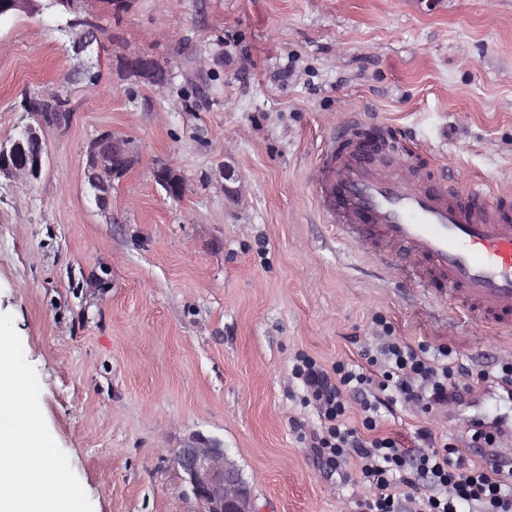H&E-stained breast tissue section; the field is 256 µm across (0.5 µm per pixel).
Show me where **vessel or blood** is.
Segmentation results:
<instances>
[{
	"label": "vessel or blood",
	"instance_id": "1",
	"mask_svg": "<svg viewBox=\"0 0 512 512\" xmlns=\"http://www.w3.org/2000/svg\"><path fill=\"white\" fill-rule=\"evenodd\" d=\"M389 132L361 133L351 119L322 152L313 182L326 223L343 241L372 240L386 271L407 256L425 288L441 289L450 308L512 333V197L483 184L465 193L429 172L407 178L400 161L383 160Z\"/></svg>",
	"mask_w": 512,
	"mask_h": 512
}]
</instances>
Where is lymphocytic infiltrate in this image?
Segmentation results:
<instances>
[{"instance_id": "1", "label": "lymphocytic infiltrate", "mask_w": 512, "mask_h": 512, "mask_svg": "<svg viewBox=\"0 0 512 512\" xmlns=\"http://www.w3.org/2000/svg\"><path fill=\"white\" fill-rule=\"evenodd\" d=\"M361 356L362 364L350 368L339 364L328 370L309 358L294 367L321 418L311 445L318 462L329 470L354 462L369 487V496L356 503L359 512H512L507 473L512 459L498 454L501 429L477 425L469 432L470 444L497 458L492 468L475 463L429 428L420 429L423 446L411 463L397 440L374 433L381 409L399 404L428 413L461 400L476 380L511 386L512 363L499 364L493 373L476 371L459 362L451 348L414 346L388 329L363 347ZM349 393L361 397L359 429L348 422ZM366 429L371 432L367 438L362 435ZM420 482L429 493H413Z\"/></svg>"}]
</instances>
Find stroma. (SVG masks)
<instances>
[{
	"mask_svg": "<svg viewBox=\"0 0 512 512\" xmlns=\"http://www.w3.org/2000/svg\"><path fill=\"white\" fill-rule=\"evenodd\" d=\"M83 7L102 30L81 54L52 18L0 21V141L35 125L46 147L38 178L0 177V344L46 457L83 512H201L175 463L195 437L237 463L256 512H354L368 490L353 465L319 467L298 357L360 364L384 324L479 370L512 360V339L338 242L314 165L354 112L456 191H512V0H131L117 20L105 0ZM131 48L166 72L164 92L120 67ZM49 87L65 124L20 105ZM104 131L134 162L103 208L86 171ZM168 162L178 199L154 179ZM475 421L512 424V386L386 413L376 431L411 453L427 426L492 465L465 441Z\"/></svg>",
	"mask_w": 512,
	"mask_h": 512,
	"instance_id": "35a3bbf8",
	"label": "stroma"
}]
</instances>
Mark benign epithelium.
<instances>
[{"mask_svg":"<svg viewBox=\"0 0 512 512\" xmlns=\"http://www.w3.org/2000/svg\"><path fill=\"white\" fill-rule=\"evenodd\" d=\"M18 12L27 14L42 12L38 0H0V17ZM75 32L78 48H87L97 40L96 26L77 24L71 27ZM121 65L138 76L156 72V63L149 55L136 50H128L121 58ZM89 156L95 170L123 171L132 165L133 158L125 143L102 135L95 139L89 148ZM44 164V152L32 157L20 155L18 142H0V174L13 178L34 177L40 174ZM156 181L170 196H180L184 191L183 182L170 166H162L155 171ZM95 200L98 205L108 203L112 181L102 178L93 180ZM177 465L187 476V482L194 496L203 505V512H255L252 489L236 464L224 454V449L205 442L189 445L178 451Z\"/></svg>","mask_w":512,"mask_h":512,"instance_id":"7a95c632","label":"benign epithelium"}]
</instances>
